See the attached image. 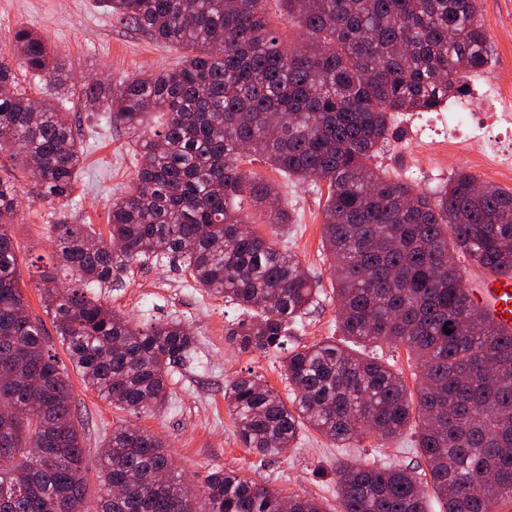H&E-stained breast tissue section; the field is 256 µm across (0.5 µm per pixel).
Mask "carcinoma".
<instances>
[{"instance_id":"obj_1","label":"carcinoma","mask_w":512,"mask_h":512,"mask_svg":"<svg viewBox=\"0 0 512 512\" xmlns=\"http://www.w3.org/2000/svg\"><path fill=\"white\" fill-rule=\"evenodd\" d=\"M270 0H101L151 39L188 50L175 67L66 88L40 35L15 30L24 71L53 80L141 131L136 178L112 200L109 238L85 224L54 225L58 262L42 274V301L72 366L113 406L166 405L167 379L189 361L193 331L173 318L143 329L91 288H110L135 263L167 259L236 305L239 350L280 352L320 288L298 258L257 232L244 200L290 223L274 183L241 167L251 156L298 181L326 184L322 243L337 325L356 345L405 347L418 382L327 339L284 360L293 397L252 375L224 386L243 447L275 456L309 426L336 447L407 430L428 471L398 464L336 463L341 512H493L512 497V336L468 299L466 255L512 273V191L459 171L435 193L372 167L397 112H432L491 65L481 0H280L304 31L285 48ZM0 59V152L48 198L67 199L83 165L82 141L51 100L16 88ZM19 190L0 175V512H84L85 449L73 384L47 348L21 289L9 225ZM451 333H445V329ZM95 512H326L283 500L235 471L193 486L175 472L162 439L120 426L100 461Z\"/></svg>"}]
</instances>
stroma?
I'll use <instances>...</instances> for the list:
<instances>
[{"instance_id": "1", "label": "stroma", "mask_w": 512, "mask_h": 512, "mask_svg": "<svg viewBox=\"0 0 512 512\" xmlns=\"http://www.w3.org/2000/svg\"><path fill=\"white\" fill-rule=\"evenodd\" d=\"M482 21L492 63L486 75L476 76L475 81H512V0H482ZM21 26L46 40L64 63V76L75 86L92 76L110 79L117 85L174 65L184 54L183 49L157 44L120 21L98 0H0V58H13V34ZM64 107L81 130L85 150L70 199L45 198L36 182L8 167L4 152L0 153V174L15 179L20 193L19 210L10 233L24 297L33 318L44 325L49 348L65 365L69 362L66 348L42 305L37 276L38 268L53 254L51 226L58 222L87 224L98 233H107L112 200L121 197L135 179L137 149L135 135L104 120L101 113L85 108L78 98H69ZM480 151L477 143L466 152L449 143L448 108L443 105L433 112L398 113L390 141L374 158L373 165L428 193L442 190L460 169L512 190V174H497L494 160L481 157ZM248 168L277 185L293 222L275 233L265 215L252 204H245V213L258 232L276 235L279 248L298 256L321 290L318 304L292 328L289 347L299 349L339 337L329 261L322 247L326 191L286 177L258 159ZM100 299L116 313L144 327L180 319L194 331L198 349L193 365L173 369L171 396L163 408L154 412L118 409L85 387L77 372H70L72 407L80 419L84 439L88 507H95L101 494L102 450L113 429L121 425L136 426L161 438L178 471L193 485H200L212 468L220 467L265 483L282 495L319 500L327 512L340 510L333 479L337 461H388L425 470L416 439L409 431L394 442L371 436L353 447L340 448L333 440L306 427L301 429L295 448L281 456L265 458L243 448L224 402V387L232 379L250 373L281 397H289L284 356L239 351L228 339L240 317L237 306L199 288L180 265L164 261L134 266L123 287L102 290Z\"/></svg>"}]
</instances>
